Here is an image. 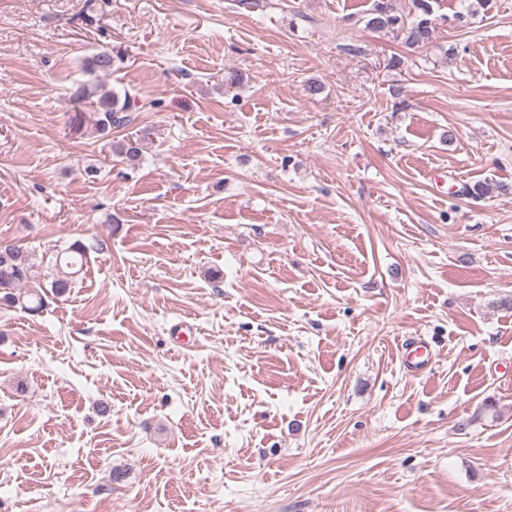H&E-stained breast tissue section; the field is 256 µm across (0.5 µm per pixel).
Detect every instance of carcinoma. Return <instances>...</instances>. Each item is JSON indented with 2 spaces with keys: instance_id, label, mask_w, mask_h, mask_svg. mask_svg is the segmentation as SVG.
Instances as JSON below:
<instances>
[{
  "instance_id": "carcinoma-1",
  "label": "carcinoma",
  "mask_w": 512,
  "mask_h": 512,
  "mask_svg": "<svg viewBox=\"0 0 512 512\" xmlns=\"http://www.w3.org/2000/svg\"><path fill=\"white\" fill-rule=\"evenodd\" d=\"M407 13L400 12L393 0H373L367 13L365 28L375 32L392 33L402 37L411 48H419L432 42L435 34L433 0H409ZM114 57L101 50L86 63L90 74L107 75L112 73ZM80 99L87 100L97 112V130L106 134L114 128L124 127L132 121V106L129 93L119 96L103 84L93 83L81 90ZM116 156L133 161L141 152L139 141H122L114 145ZM464 193L475 201L512 193V186L492 179L475 183L465 188ZM87 247L79 240L57 253L56 271L49 282V292L55 298L70 293L81 273ZM32 265L24 248L16 245L0 247V303L35 312L45 306L44 294L37 290L21 295L17 289L29 282Z\"/></svg>"
}]
</instances>
